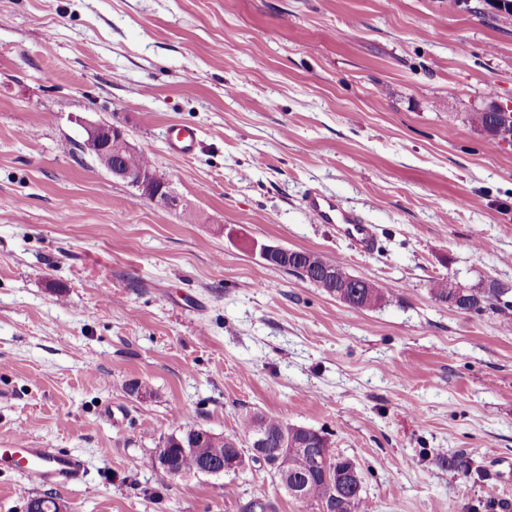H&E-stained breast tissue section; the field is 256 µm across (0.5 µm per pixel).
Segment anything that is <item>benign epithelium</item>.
<instances>
[{
    "label": "benign epithelium",
    "mask_w": 512,
    "mask_h": 512,
    "mask_svg": "<svg viewBox=\"0 0 512 512\" xmlns=\"http://www.w3.org/2000/svg\"><path fill=\"white\" fill-rule=\"evenodd\" d=\"M484 111L494 115L492 137L499 141H512V107L490 102ZM82 148L92 154L101 151L114 153L116 161L109 168L112 178L138 192V196L163 209H174L179 201L163 187L155 185L152 175L138 165L139 147L127 136L125 130L113 123H87L83 127Z\"/></svg>",
    "instance_id": "obj_1"
}]
</instances>
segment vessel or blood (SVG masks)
<instances>
[{
	"label": "vessel or blood",
	"instance_id": "vessel-or-blood-1",
	"mask_svg": "<svg viewBox=\"0 0 512 512\" xmlns=\"http://www.w3.org/2000/svg\"><path fill=\"white\" fill-rule=\"evenodd\" d=\"M199 145L195 128L182 126L173 130L170 147L174 153L188 156ZM305 212L313 223L336 225L338 233L349 239L361 251L370 250L375 241L374 227L362 214L345 210L336 199L319 192H309ZM0 460L17 467L22 478L34 484L67 487L82 481L85 464L74 453H60L51 448L30 447L18 439L12 447L0 450Z\"/></svg>",
	"mask_w": 512,
	"mask_h": 512
}]
</instances>
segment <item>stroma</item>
I'll list each match as a JSON object with an SVG mask.
<instances>
[{
    "label": "stroma",
    "mask_w": 512,
    "mask_h": 512,
    "mask_svg": "<svg viewBox=\"0 0 512 512\" xmlns=\"http://www.w3.org/2000/svg\"><path fill=\"white\" fill-rule=\"evenodd\" d=\"M482 4L0 0V448L86 469L48 487L0 463V512H296L257 465L162 484L148 463L248 410L323 432L375 512H512V329L429 293L495 280L512 302V144L469 119L512 104V15ZM86 121L124 126L196 221L80 151ZM179 125L193 155L168 149ZM312 187L363 212L371 252L310 222ZM265 245L385 298L351 308ZM461 449L474 475L442 464Z\"/></svg>",
    "instance_id": "obj_1"
}]
</instances>
